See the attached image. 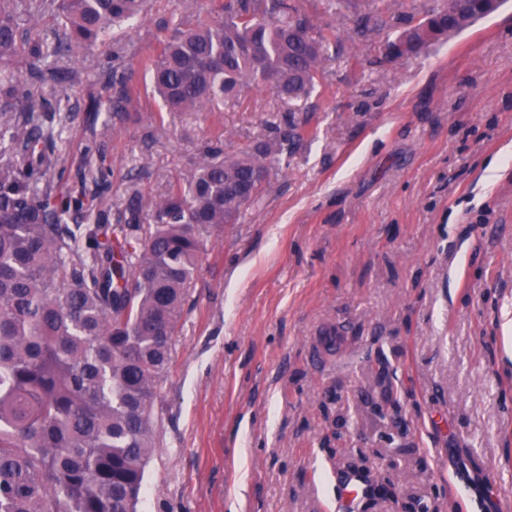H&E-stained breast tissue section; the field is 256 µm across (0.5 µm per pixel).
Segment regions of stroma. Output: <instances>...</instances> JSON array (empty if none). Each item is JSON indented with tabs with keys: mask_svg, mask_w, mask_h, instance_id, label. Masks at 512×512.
Wrapping results in <instances>:
<instances>
[{
	"mask_svg": "<svg viewBox=\"0 0 512 512\" xmlns=\"http://www.w3.org/2000/svg\"><path fill=\"white\" fill-rule=\"evenodd\" d=\"M336 28L308 97L252 89L150 121L141 58L171 17L209 0H149L117 37L136 67L128 119L96 65L47 83L44 117L77 167L111 169L98 203L188 181L204 143L248 150L286 118L312 136L237 223L205 241L155 409L142 512H499L512 496V0L447 41L390 58L389 15L293 0ZM348 477L365 483L347 505Z\"/></svg>",
	"mask_w": 512,
	"mask_h": 512,
	"instance_id": "obj_1",
	"label": "stroma"
}]
</instances>
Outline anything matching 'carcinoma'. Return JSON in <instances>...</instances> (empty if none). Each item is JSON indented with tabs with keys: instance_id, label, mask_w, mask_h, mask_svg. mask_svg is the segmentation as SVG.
I'll return each mask as SVG.
<instances>
[{
	"instance_id": "cac0c4a2",
	"label": "carcinoma",
	"mask_w": 512,
	"mask_h": 512,
	"mask_svg": "<svg viewBox=\"0 0 512 512\" xmlns=\"http://www.w3.org/2000/svg\"><path fill=\"white\" fill-rule=\"evenodd\" d=\"M148 0H0V512H138L161 418L154 401L194 287L206 236L257 201L280 157L309 135L292 119L250 149L208 145L192 179L158 199L134 197L123 224L87 222L109 172L85 149L77 186H61L53 104L35 87L76 68L109 29L142 18ZM456 0L393 41L418 54L500 7ZM51 10L53 40L37 29ZM211 22L175 21L142 66L165 116L272 86L293 97L322 85L336 27L316 33L288 0H212ZM23 60L28 75L13 63ZM123 119L136 94L126 45L98 62Z\"/></svg>"
}]
</instances>
